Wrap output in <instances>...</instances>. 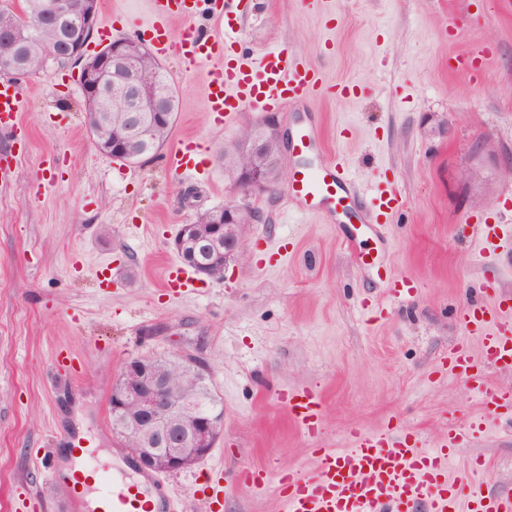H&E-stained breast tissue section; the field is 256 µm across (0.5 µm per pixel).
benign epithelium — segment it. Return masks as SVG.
<instances>
[{
  "instance_id": "7a95c632",
  "label": "benign epithelium",
  "mask_w": 512,
  "mask_h": 512,
  "mask_svg": "<svg viewBox=\"0 0 512 512\" xmlns=\"http://www.w3.org/2000/svg\"><path fill=\"white\" fill-rule=\"evenodd\" d=\"M100 0H48L42 18L36 20L22 5H17L0 35L8 38L32 39L39 35L42 23L50 22L58 33L61 49L69 62L80 66L81 90L85 104L98 111L99 102L113 97L124 112L123 136L112 140V149L105 155L113 160L134 158L147 142L151 131L171 122L169 97L158 96L155 84L144 81L139 60L147 46L138 39L114 40L96 54H87L86 47L98 28ZM27 70L26 63L12 57L0 58V78H14ZM283 140L280 125L274 117L257 122L253 134L224 148V152L249 159L248 167L230 175L234 194L245 196L272 188L268 173L285 176L283 151L270 152L273 138ZM263 220L254 207L235 200L224 203V219L211 225L210 242L224 244L226 260L234 258L242 243L236 236L226 235L229 224H258ZM190 232L184 224L172 239V248L181 254L182 262L200 278L207 277L208 263L202 251L183 254V244ZM155 355L129 359L112 385L110 406L112 430L121 438L136 437L137 447L131 449L139 464L160 473L187 469L206 457L223 430L224 415L196 411L188 419L182 413L188 406L176 399L166 376L156 371Z\"/></svg>"
}]
</instances>
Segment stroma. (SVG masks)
Instances as JSON below:
<instances>
[{"mask_svg":"<svg viewBox=\"0 0 512 512\" xmlns=\"http://www.w3.org/2000/svg\"><path fill=\"white\" fill-rule=\"evenodd\" d=\"M146 18L145 0H101L93 47L133 36ZM240 43L247 59L285 47L328 83L357 86L356 97L287 103L274 115L292 134L317 126L307 165L333 157L364 192L385 181L398 189L404 205L386 242L321 210L288 212L283 181L246 199L264 216L249 227L247 261L230 263L221 279L195 280L190 293H168L160 280L177 258L170 241L179 225L233 197L217 148L264 112L216 125L205 97L210 66L164 58L181 91L169 139L198 141L204 163L175 168L165 147L126 165L89 134L79 67L50 65L26 80V133L0 136V156L16 162L0 188V512H64L45 463L72 441L121 456L112 382L126 360L149 352L196 355L224 404L210 454L166 476L184 512H205L193 491L215 469L224 474L223 512H279L275 489L259 495L237 484L243 467L304 471L315 445L344 448L351 430L396 423L430 448L450 425L478 419L474 395L440 366L450 345L479 346L458 319L464 304L482 301L479 286L512 293V240L483 253L473 238L478 217L512 225V10L498 0H336L330 29L300 0H253ZM484 46L493 56L482 80L449 74V53ZM478 140L493 154L475 182L468 169ZM49 153L66 155L62 170H45ZM265 240L287 243L288 256L263 271ZM367 251L418 285L378 321L362 310L378 293L358 262ZM61 348L73 368L57 363ZM297 386L322 395L319 440L305 438L279 400ZM476 460L486 464L473 475L483 494H512L511 426L477 433L454 466Z\"/></svg>","mask_w":512,"mask_h":512,"instance_id":"stroma-1","label":"stroma"}]
</instances>
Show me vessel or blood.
Returning <instances> with one entry per match:
<instances>
[{
    "instance_id": "obj_1",
    "label": "vessel or blood",
    "mask_w": 512,
    "mask_h": 512,
    "mask_svg": "<svg viewBox=\"0 0 512 512\" xmlns=\"http://www.w3.org/2000/svg\"><path fill=\"white\" fill-rule=\"evenodd\" d=\"M249 0H150L152 20L141 32L159 56L177 54L186 62L215 64L217 71L206 84L209 112L215 123L230 121L247 108L269 109L283 102L298 103L326 93L351 97V84L326 85L320 72L297 63L283 49H270L256 62H241L235 50L239 20ZM224 21V36L204 35L196 23L200 15ZM182 18L186 26L172 39L169 23ZM491 54L484 47L448 59L449 71L481 80ZM24 97L12 83L0 82V132L21 133L20 110ZM201 146L192 139L180 140L171 154L174 165L194 167ZM291 196L298 212L323 207L336 215L360 209L361 234L381 238L403 206L400 194L390 185H378L368 199H360L356 181L336 159L317 167L303 166L293 174ZM387 298L399 300L417 289L412 280L378 274ZM468 334L481 340L480 353L460 342L449 349L442 366L461 377L473 391L483 421L497 422L512 416V389L489 377L490 368L512 369V296L496 293L491 302L464 306L459 315ZM292 421L305 436H316L321 424V395L312 387L283 389L279 395ZM471 435L467 426L449 427L434 449L419 445L410 430L386 428L378 432L354 430L345 448H318L314 468L268 476L245 468L239 482L258 491L268 479H276L281 512H512V496L483 495L469 474H451L448 459ZM71 460L70 501L74 512H145L153 499L154 512H182L168 482L155 473L138 469L126 458L131 480L111 477L97 449L75 446Z\"/></svg>"
}]
</instances>
